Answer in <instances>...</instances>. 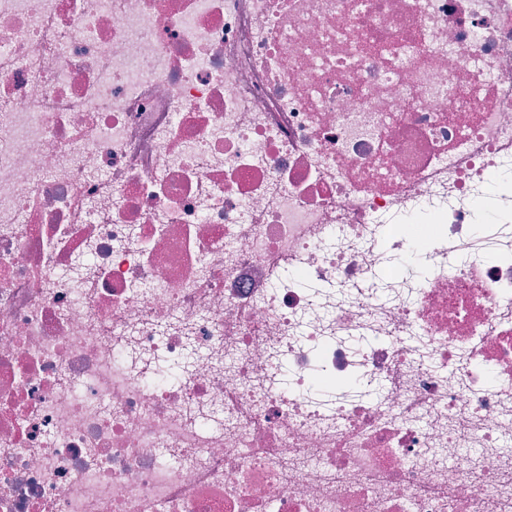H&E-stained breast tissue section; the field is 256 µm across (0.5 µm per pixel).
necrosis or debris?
<instances>
[{
	"mask_svg": "<svg viewBox=\"0 0 512 512\" xmlns=\"http://www.w3.org/2000/svg\"><path fill=\"white\" fill-rule=\"evenodd\" d=\"M0 512H512V0H0Z\"/></svg>",
	"mask_w": 512,
	"mask_h": 512,
	"instance_id": "obj_1",
	"label": "necrosis or debris"
}]
</instances>
